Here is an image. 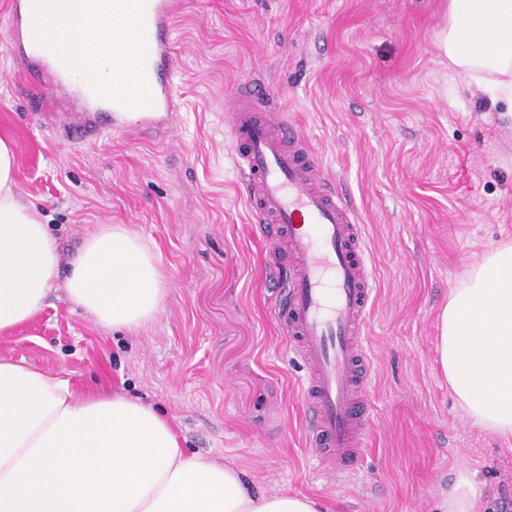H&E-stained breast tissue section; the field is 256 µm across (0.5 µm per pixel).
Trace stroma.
I'll use <instances>...</instances> for the list:
<instances>
[{
  "label": "stroma",
  "instance_id": "35a3bbf8",
  "mask_svg": "<svg viewBox=\"0 0 512 512\" xmlns=\"http://www.w3.org/2000/svg\"><path fill=\"white\" fill-rule=\"evenodd\" d=\"M447 12L448 0H185L172 27L179 122L90 144L50 125L39 76L0 55V137L64 262L0 356L148 403L185 453L233 461L257 488L323 512H435L462 467L475 512H512V439L467 423L435 361L449 289L512 242V116L442 64ZM256 75L357 210L371 256L375 427L344 480L306 446L308 371L274 318L290 259L265 260L224 134L229 82ZM107 224L138 235L165 275L162 311L136 332L97 325L65 295L67 262Z\"/></svg>",
  "mask_w": 512,
  "mask_h": 512
}]
</instances>
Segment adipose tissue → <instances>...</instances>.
Returning <instances> with one entry per match:
<instances>
[{
  "mask_svg": "<svg viewBox=\"0 0 512 512\" xmlns=\"http://www.w3.org/2000/svg\"><path fill=\"white\" fill-rule=\"evenodd\" d=\"M441 57L512 113V0H448ZM60 254L18 192L0 139V335L47 304ZM66 296L105 328L138 331L161 311L164 274L125 225L88 238ZM438 362L471 425L512 435V243L492 247L448 292ZM0 512H319L301 494L256 491L245 473L186 454L169 421L121 396L76 395L50 371L0 358Z\"/></svg>",
  "mask_w": 512,
  "mask_h": 512,
  "instance_id": "obj_1",
  "label": "adipose tissue"
}]
</instances>
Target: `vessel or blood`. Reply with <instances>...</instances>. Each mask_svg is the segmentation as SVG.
<instances>
[{
  "instance_id": "1",
  "label": "vessel or blood",
  "mask_w": 512,
  "mask_h": 512,
  "mask_svg": "<svg viewBox=\"0 0 512 512\" xmlns=\"http://www.w3.org/2000/svg\"><path fill=\"white\" fill-rule=\"evenodd\" d=\"M70 22L115 21L107 81L79 48L65 57L41 49L56 33L53 14L34 0H10L7 55L54 73L49 111L71 104L63 126L76 141L107 132L162 131L182 108L172 89V21L182 0H75ZM231 158L264 237L293 262L277 312L280 330L308 369L298 386L307 445L324 470L349 477L362 456L371 413L360 395L372 380L361 342L375 299L364 229L316 160L307 137L279 112L262 83L237 82L224 105Z\"/></svg>"
}]
</instances>
